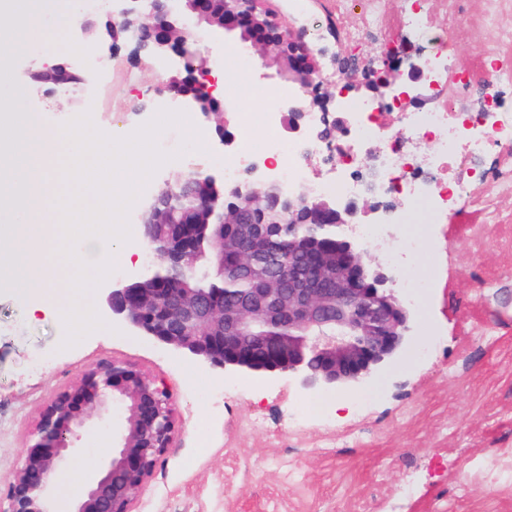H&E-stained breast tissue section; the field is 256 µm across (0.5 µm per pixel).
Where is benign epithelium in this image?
Listing matches in <instances>:
<instances>
[{"label": "benign epithelium", "instance_id": "7a95c632", "mask_svg": "<svg viewBox=\"0 0 512 512\" xmlns=\"http://www.w3.org/2000/svg\"><path fill=\"white\" fill-rule=\"evenodd\" d=\"M261 0H224V8H209V0H113L112 47L133 35L135 53L174 60L171 75L153 88L154 97L171 95L190 111L210 119L212 113L228 117L236 106L213 95L208 67L209 50L187 47L196 33H224L234 38L251 32L252 47L272 48L283 77L305 91L304 99H288L277 106L284 113L288 133L299 129L302 113L324 109L333 94L321 85L317 56L323 50L305 42L303 34L284 26L259 9ZM401 41L383 60L375 79L351 83L384 97L392 86L391 73L402 59L417 78L427 68L422 53L410 58ZM30 82L48 92L63 91L86 82L68 65L29 73ZM163 186H158L142 218L144 236L160 262L195 268L200 253L188 236L169 237L155 247L153 222L165 215ZM226 218L238 225L235 242L240 257L231 268L218 265L226 276L251 271V259L268 230L252 224L260 202L278 208L296 224H334L341 228L379 210L358 208L346 201L316 195L308 189L293 196L266 178L257 166L245 178L224 188ZM294 250L305 257L288 260V275L269 287L226 306L183 288H139L152 279L148 272L118 282L107 295L113 313L157 342L202 357L228 370L248 366L246 352L256 343L267 345L271 362L267 373H291L307 389L343 388L359 384L390 364L413 332L411 311L394 288V273L364 261L365 250L352 237L336 241L330 251L317 240H294ZM260 321L286 332V336H250L249 322ZM97 419L112 421L116 450L85 483L67 512H132L139 493L153 476L166 450L172 447L177 424L173 396L163 385L140 370L112 361L85 373L70 389L60 393L41 412L35 442L21 453V464L9 486L6 507L0 512H62L59 479L65 460L77 450L80 433Z\"/></svg>", "mask_w": 512, "mask_h": 512}]
</instances>
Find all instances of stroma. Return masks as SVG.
<instances>
[{
  "mask_svg": "<svg viewBox=\"0 0 512 512\" xmlns=\"http://www.w3.org/2000/svg\"><path fill=\"white\" fill-rule=\"evenodd\" d=\"M330 0H309L306 12L292 0H263L308 42L335 48L350 73L379 66L387 40L351 45L336 41ZM106 13L88 9L62 27L42 18L48 43L14 59L15 80L0 87V108L42 113L60 125L84 112L98 128L121 137L149 121L155 106L140 108V90L168 76L167 65L133 52L130 41L111 45ZM459 60H484L512 30L474 36L467 16L436 17ZM94 43L101 61L86 56ZM88 76L86 93L37 96L26 74L48 65L49 53ZM202 149L181 152L182 128L158 138L173 153L148 183L150 189L189 170L224 176V147L211 122L197 117ZM405 230L430 233L426 285L411 303L414 337L377 377L349 390L369 397L367 407L312 411L302 425L291 420L308 396L295 376L232 373L164 348L119 324L61 349L59 315L30 316L28 300L0 288V499L23 448L35 438L39 412L54 394L103 361L125 362L164 384L175 400L178 435L134 512H512V253L502 248L511 230L487 226L473 247L452 221L430 223L416 213ZM499 278L496 291L485 278ZM490 322L495 333L472 336L470 324ZM46 361L35 369L36 361ZM197 376L215 386L234 381L241 390L215 402L190 387ZM494 470L487 478L486 470ZM408 494H400L404 482Z\"/></svg>",
  "mask_w": 512,
  "mask_h": 512,
  "instance_id": "1",
  "label": "stroma"
}]
</instances>
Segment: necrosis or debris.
I'll use <instances>...</instances> for the list:
<instances>
[{"label": "necrosis or debris", "mask_w": 512, "mask_h": 512, "mask_svg": "<svg viewBox=\"0 0 512 512\" xmlns=\"http://www.w3.org/2000/svg\"><path fill=\"white\" fill-rule=\"evenodd\" d=\"M414 7L393 13L390 0H363L362 17L352 23L348 0H332V13L348 40L362 44L393 31L406 32L430 50V63L421 86L434 104L417 109L400 96L406 79L397 76V97L379 102L339 99L347 118L344 137L323 142L319 132L329 120L326 112L304 113L302 136H284L281 113L273 102L281 90L255 87L259 109L241 117L243 126L260 125L261 140L239 142L224 157V179L232 181L249 165H261L286 191L307 185L319 194L344 200L376 203L404 200L408 211L395 224L408 223L410 211L433 217L454 213L469 226L472 243H479L487 224H512V213L499 208L512 199V110L497 95L512 84V42L498 45L497 62L487 73L483 115L459 112L458 97L476 84L472 67L455 62L448 36L432 22L441 13L469 14L478 31L512 27V0H414ZM353 233L383 261L410 271L418 256L432 252L426 235H406L392 226L363 221Z\"/></svg>", "instance_id": "obj_1"}]
</instances>
